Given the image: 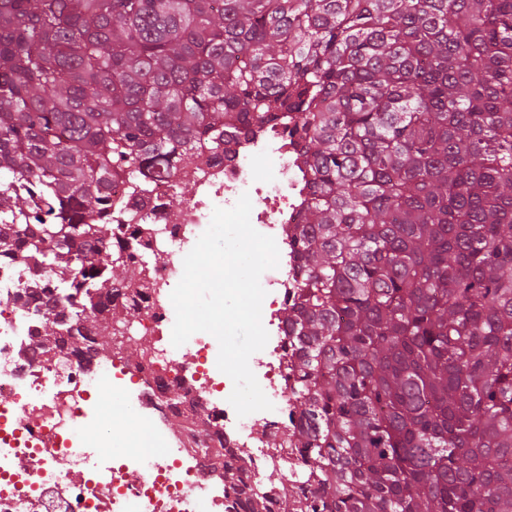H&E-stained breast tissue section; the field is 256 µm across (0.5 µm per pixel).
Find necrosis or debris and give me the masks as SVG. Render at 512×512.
Instances as JSON below:
<instances>
[{
    "label": "necrosis or debris",
    "mask_w": 512,
    "mask_h": 512,
    "mask_svg": "<svg viewBox=\"0 0 512 512\" xmlns=\"http://www.w3.org/2000/svg\"><path fill=\"white\" fill-rule=\"evenodd\" d=\"M186 184L179 220L167 200ZM249 195L252 226L274 238L279 265L265 271L262 322L269 333L264 357L252 371L273 403L270 411L238 417L228 398L232 380L217 367L219 349L209 337L171 343L172 286L183 258L208 228L214 208H232ZM309 198V174L292 138L278 128L238 135L209 165L185 154L173 177L150 191L131 193L124 176L112 180V239L128 244L136 282L119 288L136 308L133 329L141 348L134 362L122 357L87 359L67 352L56 367L32 349L35 308L18 304L31 291L33 272L0 262V512H224V474L259 490L270 512L282 484H299L296 453L281 455L268 436L291 421L290 357L282 320L296 295L297 262L290 230ZM179 400H171L169 387ZM122 394L130 418L164 446L163 455L117 443L103 406L107 392ZM266 437L252 438L254 425ZM138 481H130V474Z\"/></svg>",
    "instance_id": "1"
}]
</instances>
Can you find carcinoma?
<instances>
[{
	"label": "carcinoma",
	"instance_id": "obj_1",
	"mask_svg": "<svg viewBox=\"0 0 512 512\" xmlns=\"http://www.w3.org/2000/svg\"><path fill=\"white\" fill-rule=\"evenodd\" d=\"M266 125L310 174L279 512H512V0H0V261L45 277L36 349L129 326L112 176Z\"/></svg>",
	"mask_w": 512,
	"mask_h": 512
}]
</instances>
